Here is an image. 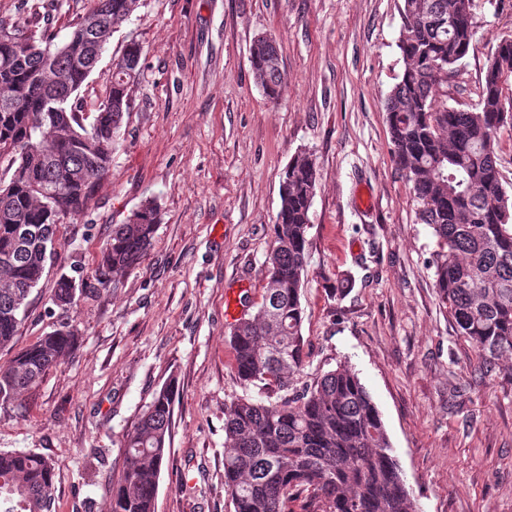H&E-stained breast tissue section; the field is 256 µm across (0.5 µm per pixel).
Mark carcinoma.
Instances as JSON below:
<instances>
[{
	"instance_id": "obj_1",
	"label": "carcinoma",
	"mask_w": 512,
	"mask_h": 512,
	"mask_svg": "<svg viewBox=\"0 0 512 512\" xmlns=\"http://www.w3.org/2000/svg\"><path fill=\"white\" fill-rule=\"evenodd\" d=\"M139 2L89 0L61 42L0 22V158H8L0 175V350L13 347L53 255L54 227L87 210L96 178L109 170L141 45L127 42L103 100L88 103L79 90ZM473 2L404 0V69L384 110L393 161L412 185L418 220L436 238L438 296L459 335L492 366L512 357V183L497 155L498 131L512 125V39L500 40L489 57L475 106L432 107L435 87L469 51ZM96 16L107 24L93 30L87 20ZM250 63L262 93L278 99L286 73L276 42L255 39ZM318 179L313 155L295 153L281 180L262 301L232 329L236 373L266 399L224 406V491L235 512H293L290 503L303 494L309 512H415L380 411L357 374L341 364L309 384L294 383L308 358L301 290ZM158 222L159 206L149 199L116 225L92 280L103 285L107 274L136 267ZM81 290L62 276L54 303L70 306ZM77 342V330L66 326L0 366V406L37 387ZM174 399L171 380L124 436L122 470L108 476L110 512H155ZM53 485L48 458L0 452V512H51Z\"/></svg>"
}]
</instances>
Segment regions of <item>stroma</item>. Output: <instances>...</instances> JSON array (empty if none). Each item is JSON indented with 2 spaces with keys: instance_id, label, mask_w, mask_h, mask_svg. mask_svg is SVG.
Segmentation results:
<instances>
[{
  "instance_id": "1",
  "label": "stroma",
  "mask_w": 512,
  "mask_h": 512,
  "mask_svg": "<svg viewBox=\"0 0 512 512\" xmlns=\"http://www.w3.org/2000/svg\"><path fill=\"white\" fill-rule=\"evenodd\" d=\"M468 54L437 104L477 103L487 60L512 39V0H474ZM87 0H0V21L66 37ZM403 0H140L80 94L105 98L129 40L144 55L123 142L87 214L57 226L12 350L76 326L75 350L23 399L0 407V452L54 464L52 512H109L104 473L144 405L175 381L170 452L155 512H234L224 491V406L262 398L234 370L237 319L256 310L281 174L313 154L302 334L310 382L347 364L375 401L417 512H512V375L487 370L435 288L436 239L390 157L384 102L403 71ZM276 40L288 83L258 89L253 41ZM157 199L153 244L135 269L53 302L59 277L94 272L112 227ZM349 276L336 299L329 289Z\"/></svg>"
}]
</instances>
